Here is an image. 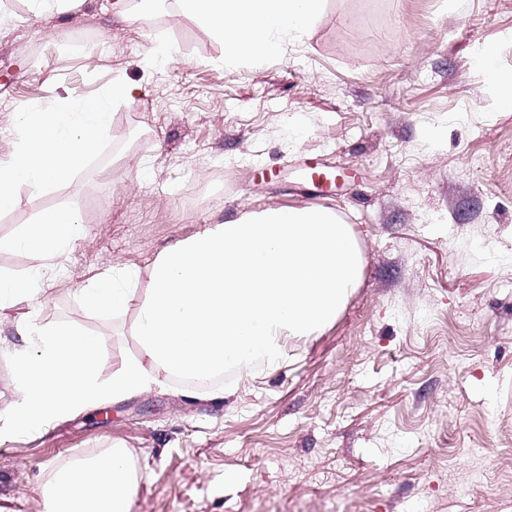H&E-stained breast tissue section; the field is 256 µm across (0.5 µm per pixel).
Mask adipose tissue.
I'll return each instance as SVG.
<instances>
[{"instance_id":"adipose-tissue-1","label":"adipose tissue","mask_w":512,"mask_h":512,"mask_svg":"<svg viewBox=\"0 0 512 512\" xmlns=\"http://www.w3.org/2000/svg\"><path fill=\"white\" fill-rule=\"evenodd\" d=\"M324 0H177L178 15L196 20L224 44L228 61L259 62L279 55L286 39H300L317 21ZM134 95L131 85L113 82L86 100L57 96L47 107L21 112L18 149L0 164V211L18 202L27 187L47 193L83 170L97 156L111 123V107ZM83 217L58 209L25 225L0 249L23 250L43 259L61 256L83 232ZM90 312L123 313L134 290L126 269L111 266L80 289ZM137 479L125 449L58 469L41 489L44 512H130Z\"/></svg>"}]
</instances>
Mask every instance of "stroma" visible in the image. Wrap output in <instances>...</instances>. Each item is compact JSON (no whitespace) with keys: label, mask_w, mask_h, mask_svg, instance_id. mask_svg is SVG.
<instances>
[{"label":"stroma","mask_w":512,"mask_h":512,"mask_svg":"<svg viewBox=\"0 0 512 512\" xmlns=\"http://www.w3.org/2000/svg\"><path fill=\"white\" fill-rule=\"evenodd\" d=\"M111 2L38 17L0 0V163L21 108L135 89L97 158L0 212V239L57 209L92 218L56 259L0 249V275L36 288L0 319V414L18 315L99 334L109 377L141 355L139 305L94 314L79 288L114 264L148 273L204 224L328 208L362 276L333 323L222 399L174 385L0 437V512H43L55 470L113 446L134 459L131 512H512V112L476 65L491 47L512 76V0H325L308 36L260 63L224 62L172 0L146 17L126 0L122 22ZM157 35L174 53L150 65ZM308 160L337 183L305 185Z\"/></svg>","instance_id":"1"}]
</instances>
